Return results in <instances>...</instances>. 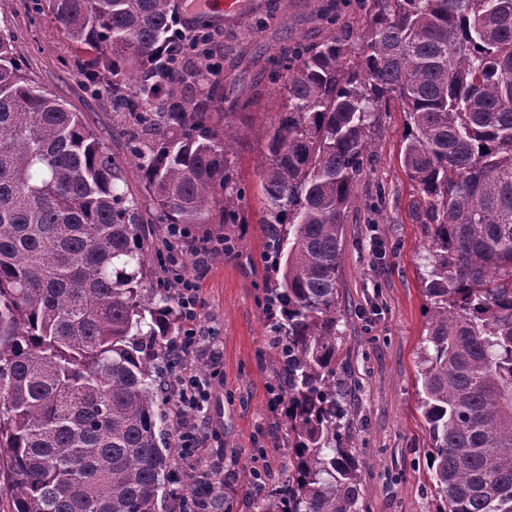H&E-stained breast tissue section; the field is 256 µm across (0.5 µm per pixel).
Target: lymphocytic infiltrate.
I'll list each match as a JSON object with an SVG mask.
<instances>
[{
	"mask_svg": "<svg viewBox=\"0 0 512 512\" xmlns=\"http://www.w3.org/2000/svg\"><path fill=\"white\" fill-rule=\"evenodd\" d=\"M190 238L187 228L170 224L165 228L166 246L161 254L166 277L176 285L175 302L183 329L170 345L178 360L170 378L175 398L171 412L179 423L180 446L185 462L198 471L194 512H224V490L219 477L224 473L220 455L211 448L204 409L210 398L212 380L195 369L199 355H207L211 365L221 359L217 338L198 326L200 297L197 276L186 273L183 254Z\"/></svg>",
	"mask_w": 512,
	"mask_h": 512,
	"instance_id": "obj_1",
	"label": "lymphocytic infiltrate"
}]
</instances>
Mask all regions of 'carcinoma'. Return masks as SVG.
<instances>
[{
    "label": "carcinoma",
    "mask_w": 512,
    "mask_h": 512,
    "mask_svg": "<svg viewBox=\"0 0 512 512\" xmlns=\"http://www.w3.org/2000/svg\"><path fill=\"white\" fill-rule=\"evenodd\" d=\"M141 171L30 78L0 29V494L10 512H190L197 482L165 414L176 285L151 224L244 223L237 113L211 26L168 51L177 0H40ZM329 35L286 43L267 79L266 315L288 484L253 476L258 512H359L336 343L345 213L382 113L407 117L402 164L428 238L421 361L437 512H512V0H317ZM182 493L166 503V479Z\"/></svg>",
    "instance_id": "obj_1"
}]
</instances>
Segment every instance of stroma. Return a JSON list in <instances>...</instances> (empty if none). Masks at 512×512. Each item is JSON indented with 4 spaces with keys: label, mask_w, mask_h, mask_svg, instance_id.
Wrapping results in <instances>:
<instances>
[{
    "label": "stroma",
    "mask_w": 512,
    "mask_h": 512,
    "mask_svg": "<svg viewBox=\"0 0 512 512\" xmlns=\"http://www.w3.org/2000/svg\"><path fill=\"white\" fill-rule=\"evenodd\" d=\"M262 2L273 23L249 27L246 11L214 34L225 69L242 75L258 94L251 111L237 119L246 131L236 149L246 221L229 230L220 224L191 230L197 243L231 233L232 256L212 255L203 262L191 249L183 257L187 271L199 277L200 325L220 338L223 380L211 388L206 416L224 450L229 512H256L253 467L266 468L271 485H285L288 479L285 425L280 410L271 406L277 382L264 294L272 270L259 222L262 135L283 105L266 79V59L288 39L319 41L325 35L315 18V0ZM0 21L14 34L28 74L83 113L120 162L128 192L140 194L141 173L128 156L111 105L87 95L66 64L73 52L69 41L49 18L36 14L33 0H0ZM405 132L403 112L384 115L344 224L337 344L349 373V417L359 432L361 512H436L439 505L427 469L429 441L417 379L431 307L424 293L427 238L412 217L416 194L401 162Z\"/></svg>",
    "instance_id": "1"
}]
</instances>
